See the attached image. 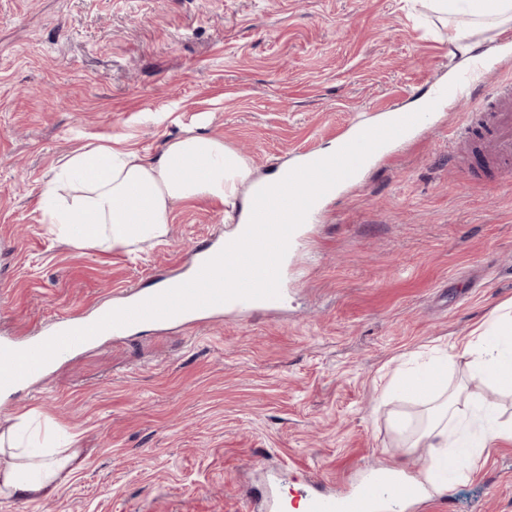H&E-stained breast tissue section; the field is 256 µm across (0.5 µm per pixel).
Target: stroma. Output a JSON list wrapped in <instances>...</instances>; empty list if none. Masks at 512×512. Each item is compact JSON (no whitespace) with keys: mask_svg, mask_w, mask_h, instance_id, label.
I'll return each mask as SVG.
<instances>
[{"mask_svg":"<svg viewBox=\"0 0 512 512\" xmlns=\"http://www.w3.org/2000/svg\"><path fill=\"white\" fill-rule=\"evenodd\" d=\"M476 54L485 88L512 79V23L485 31L405 0H0V331L120 304L235 226L199 199L133 253L58 242L40 192L68 153L120 135L154 159L191 129L263 177L414 111ZM469 108L443 98L322 200L274 305L109 335L0 394V432L28 412L80 450L60 497L0 512H271L277 489L314 478L343 492L372 466L422 485L400 512H434L430 452L407 451L394 427L424 406L385 393L405 361L449 350L460 411L485 400L512 420V396L469 379L455 346L512 302V180L464 179L448 152ZM477 460L449 479L450 512H512V441Z\"/></svg>","mask_w":512,"mask_h":512,"instance_id":"1","label":"stroma"}]
</instances>
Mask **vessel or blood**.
<instances>
[{"mask_svg": "<svg viewBox=\"0 0 512 512\" xmlns=\"http://www.w3.org/2000/svg\"><path fill=\"white\" fill-rule=\"evenodd\" d=\"M481 63H474L462 75L460 84L462 98L473 100L474 109L467 123L456 134V144L472 140L479 141L486 159L496 161L498 180L512 178V80L505 81L491 91H483L480 76ZM224 246L223 240H215L197 249L186 268L166 275L167 287H174L193 278L201 266L215 256ZM110 305L98 306L92 316L78 314L61 315L56 332L91 325L110 312ZM409 485L396 472L375 468L366 473L355 489L345 495L324 492L320 484L297 491L296 496L302 512H374L376 504L396 505L408 494Z\"/></svg>", "mask_w": 512, "mask_h": 512, "instance_id": "vessel-or-blood-1", "label": "vessel or blood"}]
</instances>
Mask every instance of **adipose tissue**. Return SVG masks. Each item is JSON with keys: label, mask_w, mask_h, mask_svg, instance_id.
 Instances as JSON below:
<instances>
[{"label": "adipose tissue", "mask_w": 512, "mask_h": 512, "mask_svg": "<svg viewBox=\"0 0 512 512\" xmlns=\"http://www.w3.org/2000/svg\"><path fill=\"white\" fill-rule=\"evenodd\" d=\"M434 12L470 17L476 27L494 29L512 22V0H430ZM290 173L281 168L255 180L242 155L223 139L192 130L168 141L158 159L149 160L123 147L117 137L86 144L54 168L42 191L44 221L63 243L82 248L137 250L146 241L162 240L173 222L177 204L199 198L236 206L242 191L278 187ZM472 377L512 393V304L484 324L476 338L464 344ZM445 357L417 364L395 382L401 390L423 382L427 418L416 428L398 422L413 447L432 451L427 477L445 480L447 450L463 424L458 391L440 380ZM27 415H19L0 433V498L34 501L59 496L66 475L79 458L70 442L41 448L24 440Z\"/></svg>", "instance_id": "ef3b65f1"}]
</instances>
